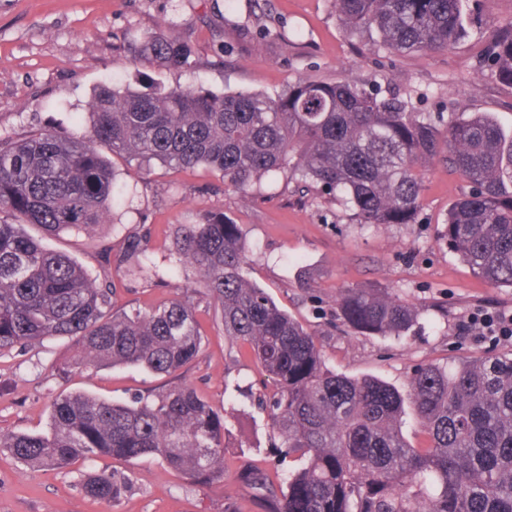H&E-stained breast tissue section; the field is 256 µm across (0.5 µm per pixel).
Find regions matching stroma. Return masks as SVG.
Wrapping results in <instances>:
<instances>
[{
  "instance_id": "obj_1",
  "label": "stroma",
  "mask_w": 512,
  "mask_h": 512,
  "mask_svg": "<svg viewBox=\"0 0 512 512\" xmlns=\"http://www.w3.org/2000/svg\"><path fill=\"white\" fill-rule=\"evenodd\" d=\"M166 29L193 47L181 68L146 63L134 51L145 36ZM487 37L473 27L445 51L391 54L351 37L334 0H0V135H81L77 113L111 81L143 91L192 84L214 93L272 94L300 80H356L393 85L420 112H488L511 128L512 86L481 66ZM113 162L124 198L105 223L44 244L68 252L95 277L105 267L103 246L117 253L126 235L146 236L157 275L148 283L116 278L114 308H148L176 295L194 301L202 349L179 377L227 417L233 449L224 480L199 485L155 457L101 456L91 470L111 473L121 488L109 507L84 493L79 470L32 469L0 449V512H267L246 475L259 470L276 483L287 466L258 407L265 394L260 373L245 348L225 337L214 307L187 292L172 249L175 224L219 213L239 224L250 248L245 275L316 335L336 372L400 388L421 364L512 352V339L460 329L477 312L512 314V292L477 278L443 244L448 210L468 189L443 164L426 174L415 223L376 226L352 222L333 196L299 193L284 174L245 201L214 171L158 163L141 169L119 156ZM360 286L388 289L419 309L407 336H370L343 325L336 297ZM75 354L67 337L0 351V431H45L51 404L63 393L125 401L167 383L130 365L79 368Z\"/></svg>"
}]
</instances>
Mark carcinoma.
<instances>
[{"label":"carcinoma","mask_w":512,"mask_h":512,"mask_svg":"<svg viewBox=\"0 0 512 512\" xmlns=\"http://www.w3.org/2000/svg\"><path fill=\"white\" fill-rule=\"evenodd\" d=\"M336 12L347 31L376 34L389 53L450 49L477 23L489 31L484 66L512 86V21L469 0H336ZM192 53L165 32L139 47L148 62L172 68ZM78 119L88 123L81 136H0V214L47 235L90 233L117 193L111 153L141 166L206 167L245 199L264 179L289 174L340 197L358 224H413L425 164L443 160L469 192L448 210L442 240L477 276L512 290V128L487 113L439 126L388 87L344 80L302 81L274 95L102 85ZM172 244L224 336L247 345L276 387L267 407L279 452L302 466L277 487L250 474L273 512H512V353L419 365L403 391L349 377L328 368L314 335L245 277L239 225L225 216L177 224ZM115 270L146 282L156 276L141 237L126 238ZM115 292L111 276H90L68 253L0 218V351L71 337L78 366L135 365L162 376L198 356L193 303L177 296L116 312ZM337 310L354 330L398 339L419 314L379 288L345 289ZM409 409L424 446L402 432ZM227 436L224 415L190 385L171 382L124 403L61 394L47 431L0 432V448L52 470L153 455L207 485L224 481ZM83 487L109 507L120 494L105 472L87 475Z\"/></svg>","instance_id":"cac0c4a2"}]
</instances>
